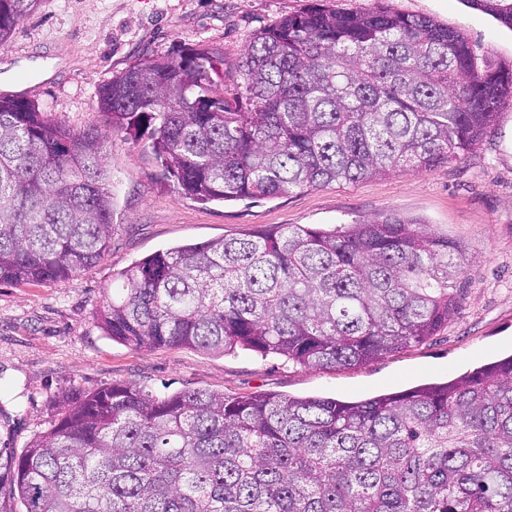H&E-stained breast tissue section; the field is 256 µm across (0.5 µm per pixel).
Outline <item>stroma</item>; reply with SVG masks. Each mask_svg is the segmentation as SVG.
Here are the masks:
<instances>
[{
    "mask_svg": "<svg viewBox=\"0 0 512 512\" xmlns=\"http://www.w3.org/2000/svg\"><path fill=\"white\" fill-rule=\"evenodd\" d=\"M318 2L41 0L0 48V88L73 130L102 128L101 84L144 58L193 46L223 53L229 96L249 36ZM389 3L463 32L477 64H512V29L466 0ZM106 157L109 253L68 281L0 285V446L22 450L53 425L66 397L112 384L160 395L208 389L350 400L446 381L512 352V107L474 151L432 170L266 199L199 202L165 177L149 149L121 134L110 136ZM390 213L423 220L465 248L463 308L422 344L360 367L319 369L249 350L137 349L100 325L116 273L152 253L273 226L329 229Z\"/></svg>",
    "mask_w": 512,
    "mask_h": 512,
    "instance_id": "35a3bbf8",
    "label": "stroma"
}]
</instances>
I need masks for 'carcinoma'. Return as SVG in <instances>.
I'll return each instance as SVG.
<instances>
[{"mask_svg": "<svg viewBox=\"0 0 512 512\" xmlns=\"http://www.w3.org/2000/svg\"><path fill=\"white\" fill-rule=\"evenodd\" d=\"M40 0H0V46ZM512 28V0H466ZM235 97L224 57L185 47L100 86L105 131L0 97V284L67 281L109 251L104 144L140 133L203 202L420 173L473 151L512 105V65L478 66L430 17L323 4L256 31ZM103 330L136 348L352 368L461 311L462 245L396 215L156 252L120 274ZM0 512H512V356L442 384L342 401L130 384L67 399L0 448Z\"/></svg>", "mask_w": 512, "mask_h": 512, "instance_id": "carcinoma-1", "label": "carcinoma"}]
</instances>
